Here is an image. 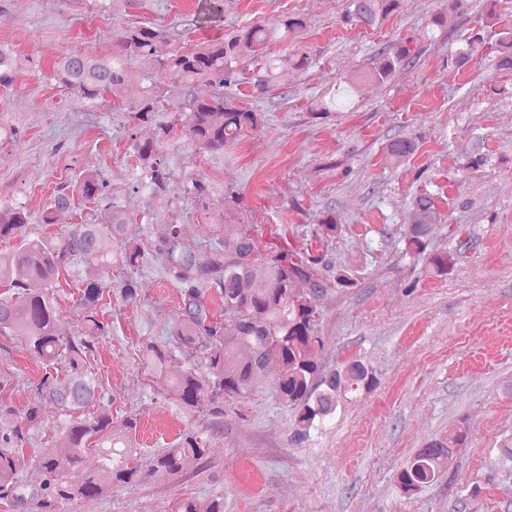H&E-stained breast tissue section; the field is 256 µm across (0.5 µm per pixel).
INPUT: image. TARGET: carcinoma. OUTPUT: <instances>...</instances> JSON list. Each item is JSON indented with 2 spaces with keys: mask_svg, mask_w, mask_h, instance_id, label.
I'll return each instance as SVG.
<instances>
[{
  "mask_svg": "<svg viewBox=\"0 0 512 512\" xmlns=\"http://www.w3.org/2000/svg\"><path fill=\"white\" fill-rule=\"evenodd\" d=\"M399 0H346L342 22L347 26L373 28L393 12ZM224 12V0H200L186 25L202 30ZM174 32L162 25H131L118 34V51L99 57L73 54L54 65L53 79L71 97L95 108L106 95L123 84L128 64L153 63V75L142 96L130 105H112L129 113L131 127L127 149L136 158L130 185L134 194H145L171 207L175 195L204 203L210 192L195 174L173 184L164 144L175 131L185 134L204 153H222L224 148L262 127L263 114L244 106L238 95L244 57L263 61L264 73L256 76L254 88L264 94L276 80V60L268 46L273 33L260 24H248L218 37H209L190 51L155 58L156 45ZM486 46L482 30L462 37L451 63L462 67ZM496 66L512 71V27L501 32L495 46ZM417 55L406 46L381 47L371 69L355 77L359 81L385 83L413 68ZM13 52L0 46V86L14 79ZM182 88L179 100L165 97L164 83ZM212 88L206 98L195 88ZM415 139L401 137L387 145V156L400 164L416 152ZM108 185L99 175L86 172L71 190L54 195L43 210L41 223H56L55 212L71 207L78 197L95 203L107 196ZM411 225L401 242L403 254H423L432 225L442 219L436 198L429 192L412 202ZM29 216L19 202H0V241L17 240L8 257L0 256V337L21 341L23 350L42 364L44 373L33 382L39 401L15 408L6 397L14 374L7 360H0V503L24 512H59V505L86 498H106L116 486L133 487L159 470L177 474L187 457L205 456L208 437L203 430L188 431L170 446L151 454L136 448L135 419L116 423L110 401L102 394L89 358L95 337L112 335V322L103 317L108 294H117L128 305L140 301L134 279L126 272L138 269L148 258L161 263L168 279L180 293L179 314L169 330L170 343L143 346L142 368L165 378L164 394L183 409L214 415L224 414V403L250 392L275 362L279 372L273 390L295 412V439L309 440L342 414L358 395L374 382L373 369L353 359L328 373L323 372L320 353L324 340L319 333L318 298L329 289L357 285L354 270L335 269L323 250L260 245L249 224L238 225L236 236L224 238V216L208 224L209 250L183 237L181 225L172 219L157 225L150 244L140 237V225L124 209L110 205L95 224H72L66 229L29 237ZM342 225L336 213H327L314 229L321 241L336 238ZM79 262L93 263L101 276L78 281L71 313L77 329L70 336L58 333L63 314L59 301L61 275ZM453 265V254H434L427 272L443 275ZM118 274H113V271ZM234 334L224 333L225 322ZM194 347L199 361L179 375L167 378L166 363L175 349ZM209 393L208 404L200 394ZM53 406L60 416L56 430L68 442V467L61 468L48 453L27 456L32 431L41 422L43 405ZM465 441L459 431L434 440L420 449L399 472L397 482L405 495L424 491L451 467ZM99 455L93 470L84 469L90 450ZM34 469L36 478L25 475ZM173 512H224V498L214 497L202 505L189 496Z\"/></svg>",
  "mask_w": 512,
  "mask_h": 512,
  "instance_id": "1",
  "label": "carcinoma"
}]
</instances>
